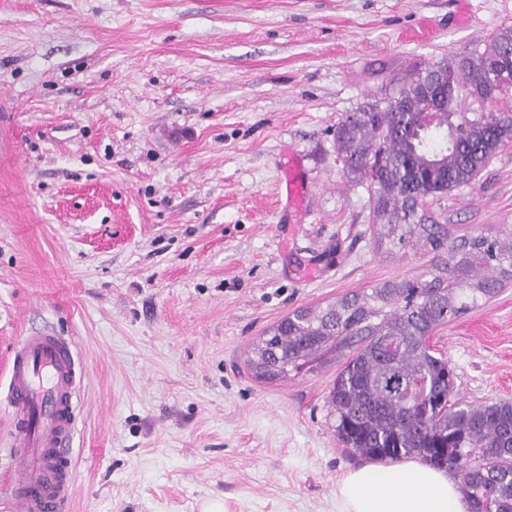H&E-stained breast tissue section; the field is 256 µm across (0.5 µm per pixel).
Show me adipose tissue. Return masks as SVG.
I'll return each instance as SVG.
<instances>
[{
  "mask_svg": "<svg viewBox=\"0 0 512 512\" xmlns=\"http://www.w3.org/2000/svg\"><path fill=\"white\" fill-rule=\"evenodd\" d=\"M340 512H471L460 482L417 460L370 463L338 482Z\"/></svg>",
  "mask_w": 512,
  "mask_h": 512,
  "instance_id": "obj_1",
  "label": "adipose tissue"
}]
</instances>
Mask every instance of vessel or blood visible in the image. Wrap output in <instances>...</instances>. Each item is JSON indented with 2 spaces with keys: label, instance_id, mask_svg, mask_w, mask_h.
<instances>
[{
  "label": "vessel or blood",
  "instance_id": "1",
  "mask_svg": "<svg viewBox=\"0 0 512 512\" xmlns=\"http://www.w3.org/2000/svg\"><path fill=\"white\" fill-rule=\"evenodd\" d=\"M5 400L14 412L10 494L20 512H61L72 487L70 444L84 368L71 341L21 336L8 367Z\"/></svg>",
  "mask_w": 512,
  "mask_h": 512
}]
</instances>
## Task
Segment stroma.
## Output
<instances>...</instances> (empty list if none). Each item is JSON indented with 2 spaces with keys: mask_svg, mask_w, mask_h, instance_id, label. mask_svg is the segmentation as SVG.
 Here are the masks:
<instances>
[{
  "mask_svg": "<svg viewBox=\"0 0 512 512\" xmlns=\"http://www.w3.org/2000/svg\"><path fill=\"white\" fill-rule=\"evenodd\" d=\"M506 27L512 0H0V383L17 337L72 340L63 512H339L343 360L264 381L248 354L437 261L378 243L336 127ZM424 212L512 237V145ZM431 346L466 403L512 401V283Z\"/></svg>",
  "mask_w": 512,
  "mask_h": 512,
  "instance_id": "stroma-1",
  "label": "stroma"
}]
</instances>
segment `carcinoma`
<instances>
[{"label":"carcinoma","instance_id":"1","mask_svg":"<svg viewBox=\"0 0 512 512\" xmlns=\"http://www.w3.org/2000/svg\"><path fill=\"white\" fill-rule=\"evenodd\" d=\"M512 28L437 62L450 82L426 92L428 67L345 117L336 148L375 195L380 238L447 248L419 275L345 296L320 311L302 308L268 329L248 360L274 380L349 351L329 392L338 439L372 459L418 456L461 479L472 512H512V401L471 405L458 397L449 361L426 344L440 326L512 282V239H447L418 209L472 184L512 143Z\"/></svg>","mask_w":512,"mask_h":512}]
</instances>
